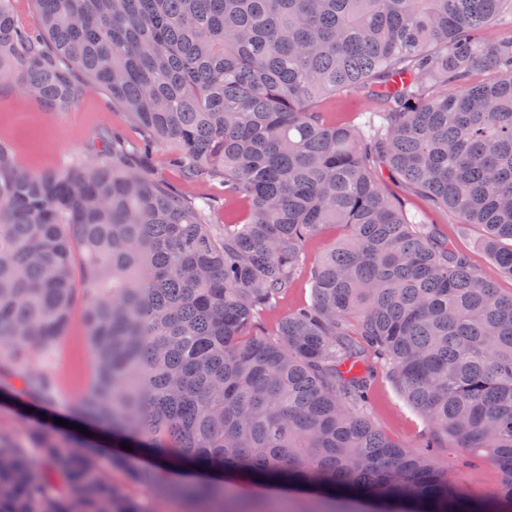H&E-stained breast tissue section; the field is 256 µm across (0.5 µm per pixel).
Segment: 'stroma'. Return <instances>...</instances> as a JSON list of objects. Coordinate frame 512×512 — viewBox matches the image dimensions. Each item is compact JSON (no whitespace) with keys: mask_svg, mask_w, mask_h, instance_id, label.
I'll return each mask as SVG.
<instances>
[{"mask_svg":"<svg viewBox=\"0 0 512 512\" xmlns=\"http://www.w3.org/2000/svg\"><path fill=\"white\" fill-rule=\"evenodd\" d=\"M373 107V102L363 92L330 98L323 104L332 121L354 127L364 123L366 113ZM107 130L118 133L130 150H138L142 143V130L102 90L88 89L78 103L59 109L27 96L18 84L0 85V142L11 145L17 164L26 170L50 172L72 158L92 161L99 136ZM172 157L169 146H157L145 157L144 168L150 176L183 186L187 192L219 194L218 184L186 182L180 170L173 166ZM404 199L409 212L423 214L427 222L433 223L436 231L448 238L484 276L492 279L502 293L512 292V278L499 274L483 250L477 230L459 228L447 212L428 208L417 194L405 193ZM55 368L61 393L57 400L43 407L44 412L54 418L53 423L45 425L44 431L51 439L66 443L71 437L68 423L74 418L72 405L89 388L93 376L82 309L72 313L70 325L58 345ZM368 411L377 429L413 451H425L433 464L447 473L449 480L470 498H487L499 488L502 475L489 460L463 463L459 451L444 440L437 447H429L430 424L407 401L385 370L375 372ZM111 477L114 482L125 484L127 493L140 500L147 512H201L198 505L186 508L181 499L159 493L151 482L126 483L123 473L116 470Z\"/></svg>","mask_w":512,"mask_h":512,"instance_id":"obj_1","label":"stroma"}]
</instances>
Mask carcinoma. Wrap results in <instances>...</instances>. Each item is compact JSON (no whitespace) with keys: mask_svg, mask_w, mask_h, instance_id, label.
<instances>
[{"mask_svg":"<svg viewBox=\"0 0 512 512\" xmlns=\"http://www.w3.org/2000/svg\"><path fill=\"white\" fill-rule=\"evenodd\" d=\"M14 2L0 82L57 107L104 90L188 181L221 182L248 213L212 223L215 200L148 177L109 136L42 174L0 143V390L55 399L51 364L29 367L82 303L94 375L74 412L131 446L111 466L132 482L149 448L370 512H512V293L382 184L480 229L512 278V36L478 38L512 0H30L37 36ZM360 91L380 104L366 132L319 108ZM329 226L346 234L310 269L311 305L263 332ZM368 349L437 435L498 466L493 496L374 427ZM30 438L39 464L0 432V512H141L81 441Z\"/></svg>","mask_w":512,"mask_h":512,"instance_id":"cac0c4a2","label":"carcinoma"}]
</instances>
